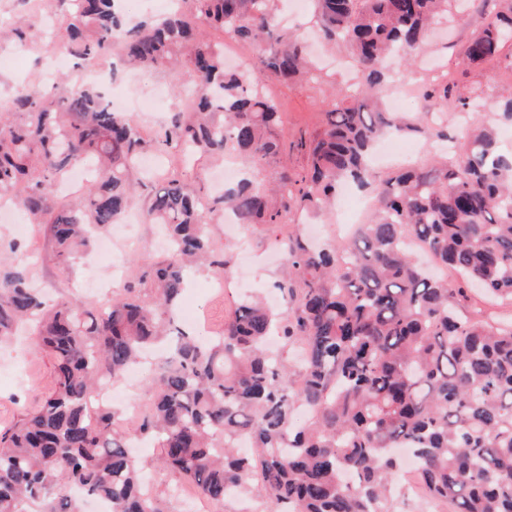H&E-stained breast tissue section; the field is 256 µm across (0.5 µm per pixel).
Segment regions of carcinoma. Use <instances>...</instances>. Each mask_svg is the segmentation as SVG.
I'll use <instances>...</instances> for the list:
<instances>
[{
	"mask_svg": "<svg viewBox=\"0 0 512 512\" xmlns=\"http://www.w3.org/2000/svg\"><path fill=\"white\" fill-rule=\"evenodd\" d=\"M312 2L325 38L350 50L361 90L339 91L323 131L292 144L306 171L285 170L269 186L262 164L282 151L279 115L256 86L311 68L305 42L280 34L270 0H179L133 26L118 0H57L69 18L53 38L66 55L94 62L116 52L130 67L184 69L192 102L150 144L93 85L17 90L0 108V198L47 228L61 263L74 265L136 202L171 244L151 292L128 284L104 303L51 304L21 244H4L14 259L0 265V342L30 325L36 349L53 360L54 386L0 431V512H82L84 498L111 512H174L145 487L130 436L116 428L122 413L96 399L104 378L122 379L145 349L172 337L177 364L146 382L134 433L220 512L232 498L276 512H398L397 448L410 451L425 494L449 512H512V318L455 307L477 289L484 303L512 305V154L481 126L440 165L376 182L367 159L377 138L420 131L380 107L386 62L413 61L448 0ZM470 2L483 24L464 48L465 67L512 45V2ZM40 24L0 25V40L34 45ZM210 27L255 44L256 62L224 68ZM148 149L239 153L253 170L212 196L176 177L140 176L135 161ZM87 161L95 175L84 195L54 200L56 184ZM346 181L375 191L380 209L341 248L315 249L297 232L282 240V307L242 297L209 343L178 325L175 302L193 272L233 275L212 248L217 213L280 224L293 206L329 207ZM410 239L458 278L427 272ZM271 336L299 348L295 364L267 349ZM240 438L255 452L240 453Z\"/></svg>",
	"mask_w": 512,
	"mask_h": 512,
	"instance_id": "carcinoma-1",
	"label": "carcinoma"
}]
</instances>
